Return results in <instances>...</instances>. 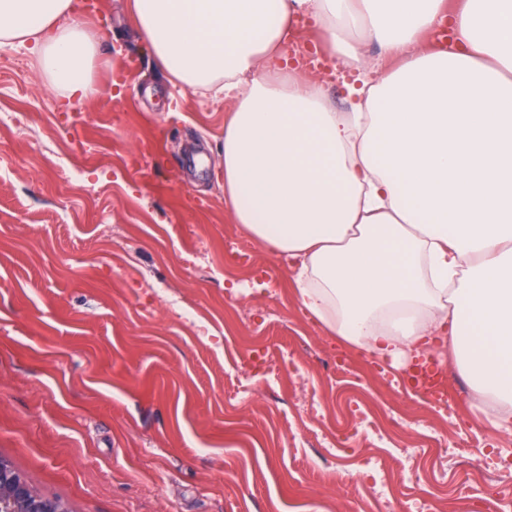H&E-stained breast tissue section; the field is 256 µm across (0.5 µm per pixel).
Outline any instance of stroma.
Listing matches in <instances>:
<instances>
[{
	"instance_id": "1",
	"label": "stroma",
	"mask_w": 512,
	"mask_h": 512,
	"mask_svg": "<svg viewBox=\"0 0 512 512\" xmlns=\"http://www.w3.org/2000/svg\"><path fill=\"white\" fill-rule=\"evenodd\" d=\"M129 3L96 0L94 98L0 49V456L71 512H376L388 474L434 512L512 492V432L483 423L452 362L451 407L416 400L229 219L231 105L174 89ZM284 349L291 376L226 398L253 351ZM354 401L383 441L329 448Z\"/></svg>"
}]
</instances>
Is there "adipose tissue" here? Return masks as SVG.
Masks as SVG:
<instances>
[{"label": "adipose tissue", "mask_w": 512, "mask_h": 512, "mask_svg": "<svg viewBox=\"0 0 512 512\" xmlns=\"http://www.w3.org/2000/svg\"><path fill=\"white\" fill-rule=\"evenodd\" d=\"M171 85L224 96V203L337 340L400 369L448 354L512 432V0H132ZM313 20L347 111L286 48ZM377 44L388 68L372 65ZM97 94L73 0H0V47Z\"/></svg>", "instance_id": "1"}]
</instances>
